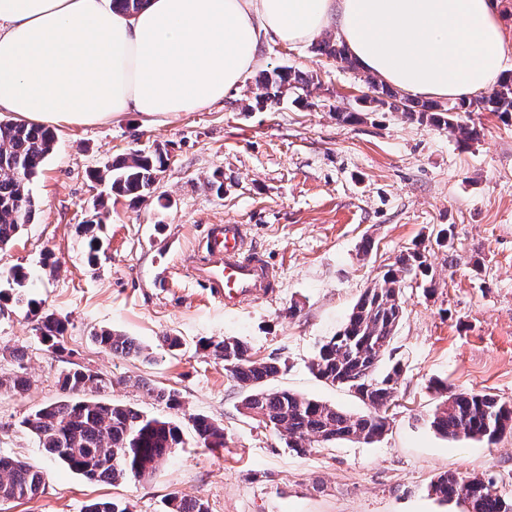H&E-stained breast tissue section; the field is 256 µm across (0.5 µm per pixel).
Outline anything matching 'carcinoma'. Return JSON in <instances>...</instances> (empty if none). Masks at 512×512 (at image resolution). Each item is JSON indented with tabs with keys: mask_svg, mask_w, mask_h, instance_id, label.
Returning a JSON list of instances; mask_svg holds the SVG:
<instances>
[{
	"mask_svg": "<svg viewBox=\"0 0 512 512\" xmlns=\"http://www.w3.org/2000/svg\"><path fill=\"white\" fill-rule=\"evenodd\" d=\"M322 55L353 63L346 45L326 39L315 45ZM299 73L274 68L257 80L256 103L279 102L304 87ZM372 96L366 99L371 112H399L407 120L426 123L456 136L461 143L476 139L480 131L464 122L462 115L493 112L503 122L512 121V79L460 103L420 101L399 94L390 86L369 78ZM54 130L40 125L0 122V251L12 246L23 227L32 222L37 202L30 184L55 148ZM167 153L136 150L107 164L96 178L110 184L116 196L145 199L152 196L158 175L167 166ZM103 218L80 225L86 241L85 259L93 265L101 251L99 230ZM428 276L426 256L417 250L400 254L382 278L365 289L344 327L318 347L309 363L310 371L321 380L348 390L367 406L365 414H351L332 404L288 390H271L268 384L281 371L275 361L257 359L247 342L236 337L207 338L201 349L224 363V371L246 389L241 400L243 414L287 438L292 451L303 454L316 444L330 445L339 440L371 444L386 430L387 412L395 399L397 380L403 372L401 361H385L389 345L404 316L402 286L412 275ZM7 281L24 296L29 275L13 267ZM28 312L36 317L46 349H64L68 320L44 310L42 302L26 299ZM99 347L113 354L151 360L135 339L102 328L93 333ZM28 381L21 375L0 378V389L21 394ZM112 380L84 368L62 372L64 398L27 414L21 426L31 434L44 455L60 461L71 470L95 482L138 481L150 475L172 453L192 444L200 448L224 447V427L208 416L190 417V433L175 421L153 417L103 397ZM141 386L154 401L169 409L181 405L179 393L171 388ZM433 388L444 399L430 415V427L445 438H467L497 443L512 433V405L494 395L474 390H450L442 381ZM47 473L17 457L0 455V503L33 499L45 487ZM431 491L445 501L467 504V512H512V498L498 493L490 483L477 477L445 473L431 484ZM82 512H128L112 500L84 505ZM163 512H209L200 498H187L176 492L164 501Z\"/></svg>",
	"mask_w": 512,
	"mask_h": 512,
	"instance_id": "obj_1",
	"label": "carcinoma"
}]
</instances>
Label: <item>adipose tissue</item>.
Segmentation results:
<instances>
[{"instance_id":"ef3b65f1","label":"adipose tissue","mask_w":512,"mask_h":512,"mask_svg":"<svg viewBox=\"0 0 512 512\" xmlns=\"http://www.w3.org/2000/svg\"><path fill=\"white\" fill-rule=\"evenodd\" d=\"M331 32L410 96L466 100L512 76L497 0H0V109L43 126L167 117L221 101L262 37Z\"/></svg>"}]
</instances>
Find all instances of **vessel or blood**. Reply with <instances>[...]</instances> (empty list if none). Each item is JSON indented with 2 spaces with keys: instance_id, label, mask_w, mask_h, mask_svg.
I'll use <instances>...</instances> for the list:
<instances>
[{
  "instance_id": "vessel-or-blood-1",
  "label": "vessel or blood",
  "mask_w": 512,
  "mask_h": 512,
  "mask_svg": "<svg viewBox=\"0 0 512 512\" xmlns=\"http://www.w3.org/2000/svg\"><path fill=\"white\" fill-rule=\"evenodd\" d=\"M244 243L243 225H212L193 266L195 278L228 309L269 296L275 285L272 267L261 257L245 255Z\"/></svg>"
}]
</instances>
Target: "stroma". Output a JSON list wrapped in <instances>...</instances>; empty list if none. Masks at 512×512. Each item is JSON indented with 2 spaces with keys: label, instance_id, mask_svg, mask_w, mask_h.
I'll return each mask as SVG.
<instances>
[{
  "label": "stroma",
  "instance_id": "1",
  "mask_svg": "<svg viewBox=\"0 0 512 512\" xmlns=\"http://www.w3.org/2000/svg\"><path fill=\"white\" fill-rule=\"evenodd\" d=\"M277 66L310 77L303 104L254 109L256 74ZM255 70L224 101L191 112L55 126V149L31 185L39 211L0 251V272L24 267L29 294L69 320L55 354L25 307L0 309V376L20 369L29 380L23 394L0 391V454L43 467L47 479L38 497L0 512H81L95 499L161 512L173 492L206 501L210 512H460L429 493L448 471L493 481L512 497V435L490 445L446 439L426 424L441 400L436 380L512 404V124L472 113L481 135L463 145L397 112L339 121L338 113L358 112L354 94L366 74L308 43L264 42ZM144 147L170 157L154 197L111 196L93 179L112 157ZM98 201L109 213L108 247L92 269L80 226ZM214 224L244 225L247 251L275 270L273 297L228 310L195 280L189 264ZM446 226L451 242L437 241ZM414 248L428 259L434 290L414 278L403 285L405 315L388 352L404 372L380 441L298 454L241 413L243 389L198 350L200 339L241 338L255 358L283 362L272 388L365 413L354 393L316 378L309 362L364 289ZM49 252L58 271L42 265ZM101 328L150 348L152 362L104 351L90 338ZM167 334L181 337L180 350L163 347ZM18 348L20 365L11 356ZM75 365L112 378L109 400L183 423L211 417L224 427L223 448L178 449L145 479L116 485L47 459L20 422L61 398L60 374ZM129 377L175 389L180 409L126 385Z\"/></svg>",
  "mask_w": 512,
  "mask_h": 512
}]
</instances>
